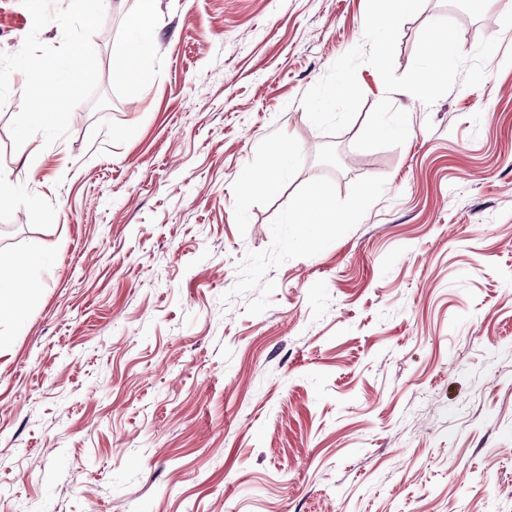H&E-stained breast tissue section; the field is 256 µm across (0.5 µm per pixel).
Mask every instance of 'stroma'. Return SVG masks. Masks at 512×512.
Segmentation results:
<instances>
[{"instance_id":"35a3bbf8","label":"stroma","mask_w":512,"mask_h":512,"mask_svg":"<svg viewBox=\"0 0 512 512\" xmlns=\"http://www.w3.org/2000/svg\"><path fill=\"white\" fill-rule=\"evenodd\" d=\"M367 0H160L138 85L93 36L105 109L14 149L0 262L36 289L0 323V512H512V0H425L395 71L449 18L499 46L433 105L360 66L330 136L301 98L363 41ZM33 19L0 0V52ZM399 147L359 150L374 106ZM290 143L275 194L246 191ZM340 224L288 221L310 188Z\"/></svg>"}]
</instances>
